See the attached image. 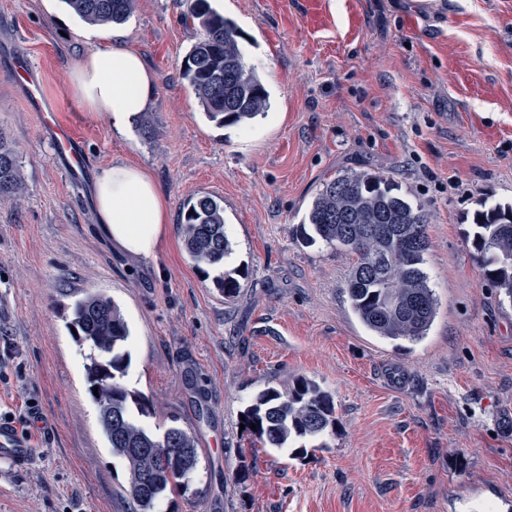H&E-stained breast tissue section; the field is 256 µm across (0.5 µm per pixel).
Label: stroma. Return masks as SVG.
<instances>
[{"mask_svg": "<svg viewBox=\"0 0 512 512\" xmlns=\"http://www.w3.org/2000/svg\"><path fill=\"white\" fill-rule=\"evenodd\" d=\"M192 4L136 0L121 24L155 96L118 130L69 92L72 63L110 46L111 28L61 0H0V133L23 181L0 198V414L52 421L31 428L30 465L0 460V512H133L67 329L84 292L110 297L130 326L125 383L149 400L141 423L197 441L188 492L157 512H512V305L466 241L481 205L512 204V0H224L269 94L264 115L225 127L182 77L199 37L183 22ZM19 55L60 104L79 176L12 77ZM115 162L149 169L175 225L189 198L223 200L236 299L176 229L152 261L112 245L94 183ZM359 168L429 215L438 313L422 341L373 336L347 300L349 256L296 238L322 183ZM301 378L333 397L335 433L262 447L243 412Z\"/></svg>", "mask_w": 512, "mask_h": 512, "instance_id": "stroma-1", "label": "stroma"}]
</instances>
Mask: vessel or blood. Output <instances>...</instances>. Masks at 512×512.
Instances as JSON below:
<instances>
[{
    "label": "vessel or blood",
    "instance_id": "vessel-or-blood-1",
    "mask_svg": "<svg viewBox=\"0 0 512 512\" xmlns=\"http://www.w3.org/2000/svg\"><path fill=\"white\" fill-rule=\"evenodd\" d=\"M12 73L16 80L27 87L32 109L37 112L41 126L49 132L57 146L58 153L68 163L70 174H77L80 169V150L70 131L59 124L55 108L45 106L39 82L36 80L30 62L23 57L12 64ZM35 454L34 448L26 435L10 420L0 419V460H6L16 466H27Z\"/></svg>",
    "mask_w": 512,
    "mask_h": 512
}]
</instances>
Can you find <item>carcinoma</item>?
<instances>
[{"label": "carcinoma", "mask_w": 512, "mask_h": 512, "mask_svg": "<svg viewBox=\"0 0 512 512\" xmlns=\"http://www.w3.org/2000/svg\"><path fill=\"white\" fill-rule=\"evenodd\" d=\"M85 23H125L135 0H62ZM185 22L200 37L187 55L183 76L205 117L218 126L247 125L265 114L269 96L262 75L246 66L236 25L213 12L208 0H194ZM233 101L227 109L224 102ZM22 189L19 156L0 137V197ZM224 205L209 196L184 202L179 225L184 248L202 273L224 266L230 243L224 231ZM429 217L400 193L391 177L368 169L350 170L322 184L297 232L306 244L320 239L351 256L346 282L350 308L372 335L419 342L437 316L438 303L424 272ZM468 242L487 280L512 305V206L494 205L473 215ZM239 271H222L214 287L233 299ZM84 360L88 392L112 455L127 479L124 497L135 512H156V503L189 488L198 465L194 437L180 428L155 434L135 419L146 399L123 383L130 365L125 344L129 325L111 298L86 292L71 306L67 323ZM98 394H93V388ZM246 428L268 448H285L295 439H315L336 427V405L315 384L299 379L283 389L262 391L244 412Z\"/></svg>", "instance_id": "1"}]
</instances>
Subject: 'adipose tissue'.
<instances>
[{"instance_id":"adipose-tissue-1","label":"adipose tissue","mask_w":512,"mask_h":512,"mask_svg":"<svg viewBox=\"0 0 512 512\" xmlns=\"http://www.w3.org/2000/svg\"><path fill=\"white\" fill-rule=\"evenodd\" d=\"M69 91L87 114L118 128L148 107L155 79L143 56L116 32L110 47L90 50L74 63ZM94 202L98 224L129 256L149 260L167 248L169 201L148 170L127 163L103 168L95 180Z\"/></svg>"}]
</instances>
